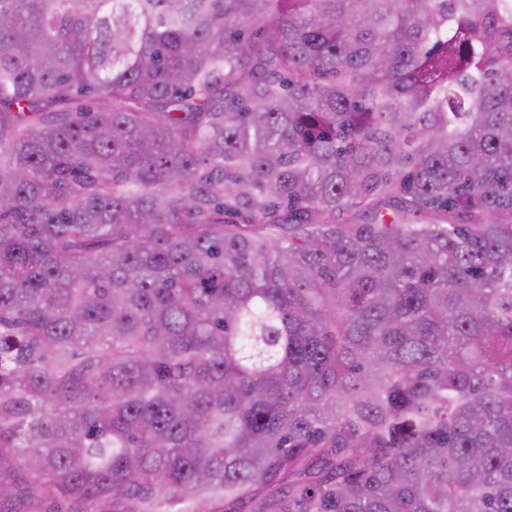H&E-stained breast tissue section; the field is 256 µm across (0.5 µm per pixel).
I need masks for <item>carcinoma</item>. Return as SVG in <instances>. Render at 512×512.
<instances>
[{
	"label": "carcinoma",
	"mask_w": 512,
	"mask_h": 512,
	"mask_svg": "<svg viewBox=\"0 0 512 512\" xmlns=\"http://www.w3.org/2000/svg\"><path fill=\"white\" fill-rule=\"evenodd\" d=\"M512 512V0H0V512Z\"/></svg>",
	"instance_id": "cac0c4a2"
}]
</instances>
